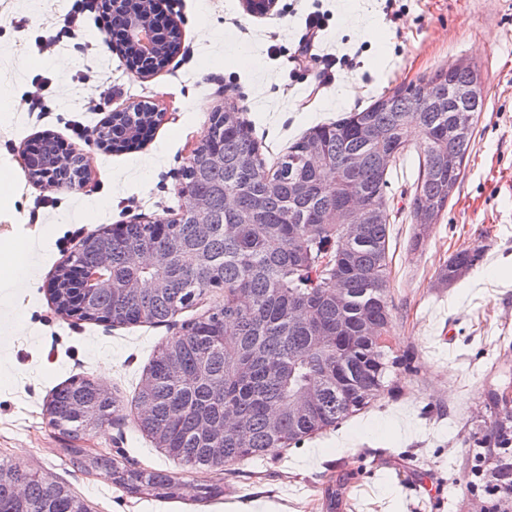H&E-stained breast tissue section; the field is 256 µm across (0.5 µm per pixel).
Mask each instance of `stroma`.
I'll return each mask as SVG.
<instances>
[{"label": "stroma", "instance_id": "1", "mask_svg": "<svg viewBox=\"0 0 512 512\" xmlns=\"http://www.w3.org/2000/svg\"><path fill=\"white\" fill-rule=\"evenodd\" d=\"M76 9L83 28L73 35L64 20ZM163 9L181 46L141 78L121 45L103 48L100 0H0V237L38 259L20 274L0 263V459L64 484L89 512H492L467 483L494 417L490 396L512 378V0H277L267 16L248 13L244 0H165ZM313 13L324 30L314 57L297 67L290 57ZM327 56L335 80L322 86ZM456 63L477 69L486 105L461 184L419 248L410 243L418 137L388 174V336L409 359L392 376L394 391L336 429L257 460L191 469L154 448L134 407L144 369L222 304L223 291L163 325L114 327L58 314L49 279L87 236L187 206L182 171L225 103L241 110L270 160L313 125ZM30 96L41 110L27 111ZM139 102L163 114L152 138L119 152L97 145L109 113ZM44 133L84 153V188L25 172L21 148ZM475 248L479 265L443 285L448 259ZM75 377L104 384L119 403L111 421L78 439L45 411L51 391ZM67 448L168 472L180 496L126 493L111 470L70 462ZM200 485L221 494L198 501Z\"/></svg>", "mask_w": 512, "mask_h": 512}]
</instances>
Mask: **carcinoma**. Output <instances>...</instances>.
I'll list each match as a JSON object with an SVG mask.
<instances>
[{"mask_svg":"<svg viewBox=\"0 0 512 512\" xmlns=\"http://www.w3.org/2000/svg\"><path fill=\"white\" fill-rule=\"evenodd\" d=\"M155 0H135L112 11L124 26L130 13H151ZM479 79L469 66L450 65L428 81L399 86L366 108L313 126L266 166L241 113L228 105L210 119L209 142L224 152V166L206 151L183 172L188 196L208 199L211 232L199 241L186 210L174 224H123L84 245L76 262L91 267L101 243L112 249V276L134 288L100 289L89 307L113 325L165 323L215 288L224 303L191 322L153 355L135 402L149 410L139 428L170 459L195 468L261 457L304 437L335 427L363 409L388 386L398 364L393 346L373 333L391 320L388 253L391 204L388 172L403 155L409 128L424 131L423 158L413 184L420 241L457 189L475 128L456 127L461 110L479 116L486 94L467 100L448 88ZM105 129L108 146L123 149L135 134L117 118ZM335 166L306 162L310 137ZM358 194L363 213L349 223L346 200ZM160 247L182 256L201 251L208 264L181 261L156 269L136 266L141 249ZM479 260L475 249L452 255L439 279L451 285ZM184 373H199L192 386ZM116 397L88 380L58 387L47 414L78 436L115 412ZM498 418L489 438L512 442V400L496 395ZM67 454L85 466L106 467L108 458ZM114 483L131 493L179 496L180 484L161 471L112 467ZM0 512H87L70 490L47 475L0 460Z\"/></svg>","mask_w":512,"mask_h":512,"instance_id":"carcinoma-1","label":"carcinoma"}]
</instances>
